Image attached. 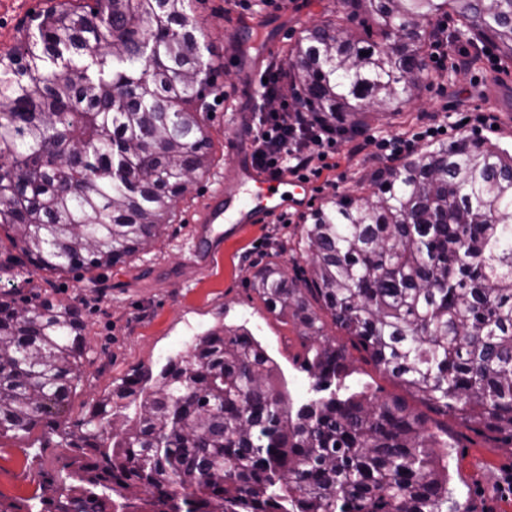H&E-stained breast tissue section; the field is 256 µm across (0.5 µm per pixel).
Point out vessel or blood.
Wrapping results in <instances>:
<instances>
[{"mask_svg":"<svg viewBox=\"0 0 512 512\" xmlns=\"http://www.w3.org/2000/svg\"><path fill=\"white\" fill-rule=\"evenodd\" d=\"M246 156V148L238 147L224 174L223 187L214 191L198 215L191 247L196 266H205L225 237L286 207L305 204L311 197L310 183L258 171L246 163Z\"/></svg>","mask_w":512,"mask_h":512,"instance_id":"obj_1","label":"vessel or blood"}]
</instances>
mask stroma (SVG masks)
<instances>
[{"instance_id": "obj_1", "label": "stroma", "mask_w": 512, "mask_h": 512, "mask_svg": "<svg viewBox=\"0 0 512 512\" xmlns=\"http://www.w3.org/2000/svg\"><path fill=\"white\" fill-rule=\"evenodd\" d=\"M57 2L0 0V50L16 44L17 27L29 14ZM336 8V0H295L279 11L244 12L227 7L225 0H196L194 19L202 30L207 56L223 63L225 71L218 84L227 100L207 122L218 166L178 202L174 221L160 243L103 271L99 288L78 281L72 273L22 269L26 279L22 292L32 301L49 298L78 305L83 312L87 358L70 402V420H79L88 403L133 369L161 365L193 336L223 322L244 323L255 330L280 365L291 393L305 389L307 375L293 361L295 354L303 352L305 337L292 321L270 313L250 286L253 272L268 261L275 243L293 236L301 209L288 208L289 223L251 224L225 239L204 269L194 267L189 247L195 219L223 180L224 166L251 122L247 73L259 71L270 58H284L304 27L334 18ZM270 37L279 42L273 56L262 51ZM473 109L483 112L484 122L457 129L462 111ZM430 120L446 126L445 141L465 135L512 148V67L493 71L480 63L471 71L445 70L405 105L402 117L376 115L366 130L370 140L362 150L353 155L348 147H341L337 169L313 181L312 203L358 189L360 176L380 163L374 137L408 134ZM350 362L352 381L368 385L377 397L402 395V388L365 353L351 350ZM447 424L450 446L438 449L437 455L448 463V487L458 508L462 512H512V494L501 488L505 477L512 474V444L453 417ZM42 439L38 429L0 438V512H26L27 505L37 503L44 512H54L57 492L52 478L70 462L72 453L42 447Z\"/></svg>"}]
</instances>
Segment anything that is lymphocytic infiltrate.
<instances>
[{
    "label": "lymphocytic infiltrate",
    "mask_w": 512,
    "mask_h": 512,
    "mask_svg": "<svg viewBox=\"0 0 512 512\" xmlns=\"http://www.w3.org/2000/svg\"><path fill=\"white\" fill-rule=\"evenodd\" d=\"M284 75V65H270L256 88L261 107L248 127L250 158L261 171L308 182L332 170V160L345 139L339 132L308 124L304 119L308 107L301 99L278 96Z\"/></svg>",
    "instance_id": "f902f5d3"
}]
</instances>
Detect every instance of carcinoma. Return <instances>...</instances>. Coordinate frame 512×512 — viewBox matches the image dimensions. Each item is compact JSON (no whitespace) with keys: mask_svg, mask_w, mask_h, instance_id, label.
Returning a JSON list of instances; mask_svg holds the SVG:
<instances>
[{"mask_svg":"<svg viewBox=\"0 0 512 512\" xmlns=\"http://www.w3.org/2000/svg\"><path fill=\"white\" fill-rule=\"evenodd\" d=\"M193 2L51 6L0 54L1 275L29 264L92 284L150 248L210 172L220 66L204 59ZM340 4L285 65L308 118L341 133L402 112L446 17L512 62V0ZM363 183L310 208L275 252L304 255L305 275L268 262L252 276L268 310L317 342L297 402L255 334L221 324L72 423L81 309L45 298L22 317L21 297L0 291V436L41 427L77 454L57 473L55 512H448L433 452L448 439L405 400L345 384L347 348L324 339V318L427 410L512 442V150L435 141Z\"/></svg>","mask_w":512,"mask_h":512,"instance_id":"obj_1","label":"carcinoma"}]
</instances>
